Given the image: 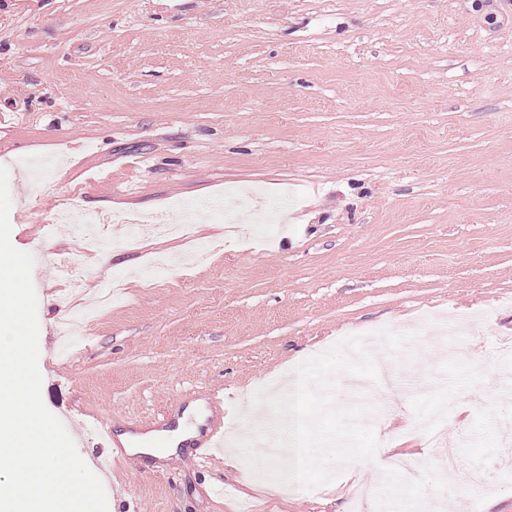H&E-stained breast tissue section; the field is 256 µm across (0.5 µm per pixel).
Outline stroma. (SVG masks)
<instances>
[{"label":"stroma","instance_id":"stroma-1","mask_svg":"<svg viewBox=\"0 0 512 512\" xmlns=\"http://www.w3.org/2000/svg\"><path fill=\"white\" fill-rule=\"evenodd\" d=\"M0 165L11 237L34 257L46 407L85 462L92 435L160 428L224 391V436L251 430L248 396L342 339L388 327L417 339L373 422L404 465L312 490L249 475L244 461L161 463L129 454L108 512H398L399 497L466 512L438 465V433L491 476L479 512H512V11L501 0H0ZM237 188L290 205L236 227L195 211L186 236L103 265L81 255L63 198L149 214ZM82 258L83 298L115 288L73 364L57 267ZM475 327L457 354L424 312Z\"/></svg>","mask_w":512,"mask_h":512}]
</instances>
